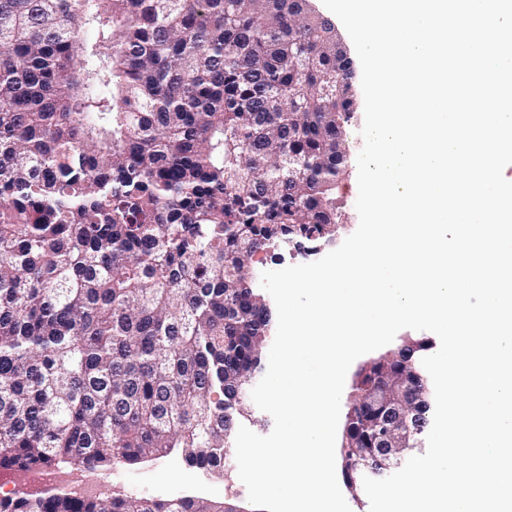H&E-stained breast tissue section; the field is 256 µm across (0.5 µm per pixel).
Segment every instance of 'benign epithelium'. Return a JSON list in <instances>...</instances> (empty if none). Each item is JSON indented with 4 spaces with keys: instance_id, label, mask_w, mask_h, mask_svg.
Masks as SVG:
<instances>
[{
    "instance_id": "obj_1",
    "label": "benign epithelium",
    "mask_w": 512,
    "mask_h": 512,
    "mask_svg": "<svg viewBox=\"0 0 512 512\" xmlns=\"http://www.w3.org/2000/svg\"><path fill=\"white\" fill-rule=\"evenodd\" d=\"M418 346L409 341L392 355L363 368V389L352 406L367 416H377L381 429L375 443L364 448L345 432L344 442L355 449L371 475H381L394 461L414 448L420 434L422 410L429 405V389L415 369Z\"/></svg>"
}]
</instances>
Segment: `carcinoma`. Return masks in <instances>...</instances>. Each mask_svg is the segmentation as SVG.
Segmentation results:
<instances>
[{"label":"carcinoma","mask_w":512,"mask_h":512,"mask_svg":"<svg viewBox=\"0 0 512 512\" xmlns=\"http://www.w3.org/2000/svg\"><path fill=\"white\" fill-rule=\"evenodd\" d=\"M354 100L294 0H0V468H224L259 253L342 215ZM0 512H224L145 495Z\"/></svg>","instance_id":"carcinoma-1"}]
</instances>
